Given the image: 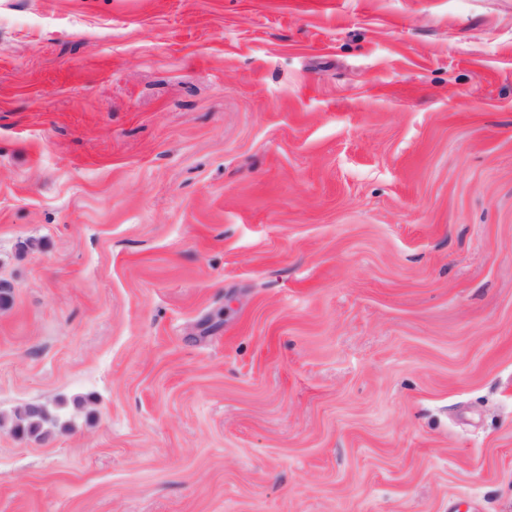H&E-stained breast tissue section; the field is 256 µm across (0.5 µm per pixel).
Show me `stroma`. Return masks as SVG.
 <instances>
[{"instance_id":"obj_1","label":"stroma","mask_w":512,"mask_h":512,"mask_svg":"<svg viewBox=\"0 0 512 512\" xmlns=\"http://www.w3.org/2000/svg\"><path fill=\"white\" fill-rule=\"evenodd\" d=\"M0 283V512H512V0H0ZM56 417L50 418L49 413L38 414L35 411V405L27 404L16 410L14 413L15 428L27 435L39 437L43 434V429L48 424H54Z\"/></svg>"}]
</instances>
